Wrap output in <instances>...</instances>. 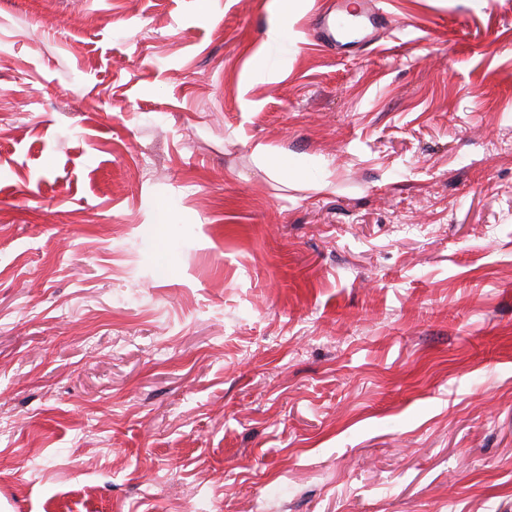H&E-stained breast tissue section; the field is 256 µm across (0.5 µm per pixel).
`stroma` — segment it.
<instances>
[{
  "mask_svg": "<svg viewBox=\"0 0 512 512\" xmlns=\"http://www.w3.org/2000/svg\"><path fill=\"white\" fill-rule=\"evenodd\" d=\"M283 2L0 0V512H512V0Z\"/></svg>",
  "mask_w": 512,
  "mask_h": 512,
  "instance_id": "1",
  "label": "stroma"
}]
</instances>
